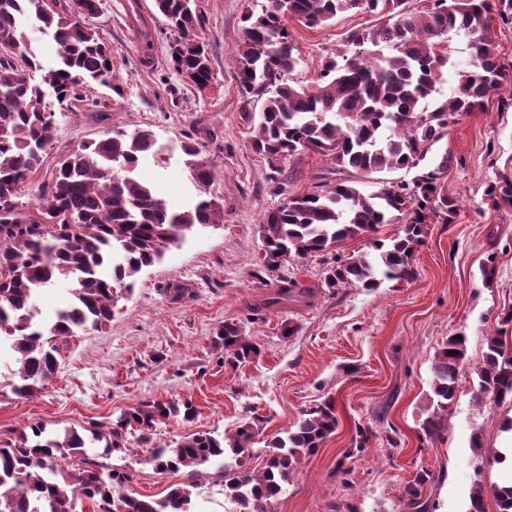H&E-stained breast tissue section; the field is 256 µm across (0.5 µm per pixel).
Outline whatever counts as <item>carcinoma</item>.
I'll return each instance as SVG.
<instances>
[{"label": "carcinoma", "mask_w": 512, "mask_h": 512, "mask_svg": "<svg viewBox=\"0 0 512 512\" xmlns=\"http://www.w3.org/2000/svg\"><path fill=\"white\" fill-rule=\"evenodd\" d=\"M57 0H0V347L13 359L12 384L18 397L45 390L62 352L80 331L105 329L124 291L160 262L188 233L224 223V205L210 192L214 171L195 143L182 141L184 171L198 200L175 210L135 174L141 158L157 156L150 130L116 128L59 158L33 209H17L21 187L43 165L55 126L46 100L49 89L58 104L75 96L74 88L97 83L120 92L112 55L102 40L83 27V18L99 11L100 0H75L57 11ZM173 39L174 69L198 90L211 86L208 49L201 36L196 0H155ZM363 12L383 18L369 30L347 36L348 51L328 61L316 79L303 85L294 78L300 65L288 24L307 28L330 24L338 14ZM34 19L58 45L59 62H39L24 20ZM512 25V0H264L260 10L242 13L243 36L234 49L235 77L244 96L260 104L250 116L252 150L274 174L305 151L328 158L336 167L362 175L384 170L414 172L408 180L381 182L369 195L336 182L295 195L269 210L260 224L265 275L291 258L330 257L323 284L328 289L356 285L375 291L386 281L414 276L412 257L432 221L454 222L459 201L443 181L448 155L433 167L424 164L448 128L498 95L502 109L512 108V91L499 95L505 79L493 33L494 23ZM469 39V68L459 74L455 94L428 108L448 67L447 38ZM386 47L385 54L381 48ZM22 66H17L15 60ZM485 196L495 209L512 207V178L488 184ZM383 224H398L393 237H377ZM364 239L377 251L345 259L341 245ZM65 281L69 300L48 330L36 320L38 290ZM311 290L293 278H277L269 308L305 299ZM503 328L485 336L478 404L512 405V346ZM224 350L239 361L255 353L239 327L226 323L218 332ZM467 356L466 339L448 337L432 366L426 435H440L459 388ZM189 421L192 404L143 402L108 424L93 423L90 439L72 431L63 438L44 436L41 424L31 433L0 440V512H190L195 478L220 458L224 494L237 512H266L304 456L314 453L336 430V405L328 398L307 410L292 428L267 440L258 465L251 452L259 429L247 420L224 435L196 432L176 446L154 447L145 457L158 473L187 471L189 481L175 484L161 499L127 494L129 474L99 461L86 443H104L102 455L127 452L128 436L151 442L150 432L170 418ZM369 429L355 427L348 456L368 450ZM512 457V447L485 448L479 459L490 464ZM435 481L421 467L402 491L404 508L428 512L420 488ZM491 496L496 512H512V485L479 484L469 512H485Z\"/></svg>", "instance_id": "carcinoma-1"}]
</instances>
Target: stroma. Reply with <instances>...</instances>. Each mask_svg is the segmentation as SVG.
<instances>
[{
  "label": "stroma",
  "instance_id": "1",
  "mask_svg": "<svg viewBox=\"0 0 512 512\" xmlns=\"http://www.w3.org/2000/svg\"><path fill=\"white\" fill-rule=\"evenodd\" d=\"M208 45L212 85L201 91L174 69L172 36L154 0H101L86 23L112 51L120 92L98 85L78 88L62 106L41 169L19 193V209L34 202L60 156L85 141L107 137L114 127L154 131L159 146L198 142L215 180L212 193L224 205L223 224L189 233L163 259L143 271L131 294L118 302L111 323L100 332L73 337L46 389L31 398L11 391L15 380L0 362V437L27 431L35 423L47 431L83 430L112 420L151 400H189L193 420L156 425L153 440L175 446L198 431L235 429L242 418L263 417L256 448L272 434L294 425L304 410L334 397L339 425L322 448L304 459L266 512H402L404 485L420 467L440 473V483L424 485L423 498L436 512H468L477 483L512 480V464H480L479 448L503 446L501 431L512 406L479 405L473 400L474 369L484 338L512 306V209L488 206L490 181L512 176V109L489 100L452 125L427 155H449L444 181L460 208L454 223L429 225L413 257L415 275L387 281L368 291L355 286L323 288L324 265L310 257L284 263L281 274L314 291L308 301L265 308L267 287L256 279L263 257V215L289 195L353 182L363 193L380 182L405 178L402 170L366 177L341 170L309 152L272 174L250 148L249 107L234 79L233 49L242 37L244 0H197ZM377 17L343 13L322 28L292 23L303 82L315 78L349 31L377 25ZM137 175L169 206L193 196L180 156L161 162L143 159ZM496 251L492 283L481 265ZM182 296H175L176 287ZM238 325L257 353L230 362L217 337L224 323ZM293 326L283 336L284 326ZM464 333L467 362L442 435L426 436L422 424L431 393L432 365L448 336ZM372 431L369 449L348 450L356 424ZM145 445L107 457L131 476L127 492L162 498L184 472L159 474L145 464ZM193 512H232L224 477L212 466L193 490Z\"/></svg>",
  "mask_w": 512,
  "mask_h": 512
}]
</instances>
